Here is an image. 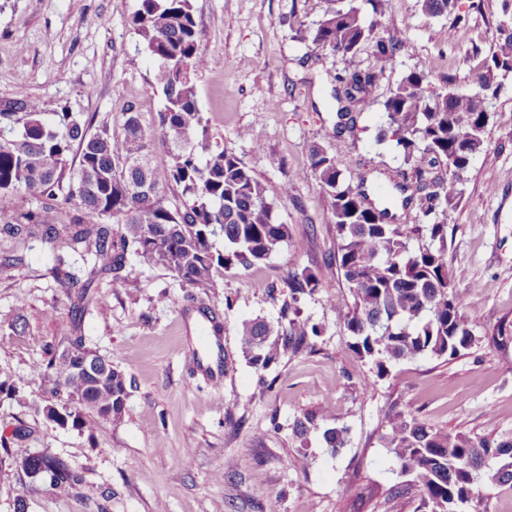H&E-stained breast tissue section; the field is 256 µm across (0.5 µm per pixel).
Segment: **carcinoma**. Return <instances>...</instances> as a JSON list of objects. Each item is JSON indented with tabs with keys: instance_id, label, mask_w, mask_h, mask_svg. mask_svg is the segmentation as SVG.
<instances>
[{
	"instance_id": "cac0c4a2",
	"label": "carcinoma",
	"mask_w": 512,
	"mask_h": 512,
	"mask_svg": "<svg viewBox=\"0 0 512 512\" xmlns=\"http://www.w3.org/2000/svg\"><path fill=\"white\" fill-rule=\"evenodd\" d=\"M386 0H348L331 7L311 28H299L316 48L343 56L371 48L374 64L336 77L341 104L334 138L353 128L355 113L377 99L380 78L393 67L401 45L375 33L368 14H383ZM458 0H421L428 16L455 14ZM130 25L144 51L155 61L154 89L164 98L156 128L148 132L140 113H123V132L112 135L102 124L67 110L55 123L41 118L39 104L25 95L0 110V125L23 122V131L0 134V223L10 236L40 232L59 238L73 251L90 257L88 280L112 273V287L124 286L128 254L174 271L182 281L200 288H218L224 271L265 262L291 238L279 222L267 188L234 156L213 148L203 121L193 75L207 66L199 47L192 0H140ZM512 72V27H499L496 49L476 77L477 94L497 96L498 76ZM427 75L405 73L381 102L385 115L378 142L390 141L404 163L411 165L416 185L404 205L421 222L393 223L385 208L370 202L366 177L353 187L337 165V155L315 146L310 173L332 204L336 230V268L353 297L345 315L351 352L368 359L379 377L403 359L455 358L476 342L462 312L459 293L450 291L447 256V211L460 194L458 185L473 157L484 150L490 112L476 111L474 98L428 89ZM23 117H18V114ZM79 151L75 169L68 168L72 148ZM169 161L151 163L156 148ZM184 198L180 208L166 204V190ZM425 241L416 251L409 239ZM224 241V249L215 240ZM318 275L308 267L288 271L284 286L295 304L318 288ZM316 324L298 315L274 326L262 319L239 328L242 353L249 364L266 369L320 335ZM67 390L72 428L83 430L86 418L112 409L119 419L129 397L126 373L112 369L100 386L74 375L73 360L55 349L47 362ZM321 431L324 447H343L345 429L319 428L317 417L295 420L293 433L307 440ZM397 474L418 487L424 512H476L477 485L485 481L512 489V440L441 433L412 416L390 421L385 436ZM49 488L69 492L83 477L64 460L44 456Z\"/></svg>"
}]
</instances>
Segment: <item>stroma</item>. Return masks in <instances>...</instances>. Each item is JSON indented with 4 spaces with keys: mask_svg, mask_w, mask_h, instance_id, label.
<instances>
[{
    "mask_svg": "<svg viewBox=\"0 0 512 512\" xmlns=\"http://www.w3.org/2000/svg\"><path fill=\"white\" fill-rule=\"evenodd\" d=\"M201 51L212 67L195 77L213 145L236 156L269 190L293 241L264 264L232 268L218 288L187 284L171 270L128 259L126 285L87 282L81 253L41 236L0 231V382L22 378L25 404L0 392V435L10 453L66 460L84 478L63 495L17 470L0 471V512L24 497L27 512H422L418 488L393 493L398 478L383 446L387 420L413 414L451 434L512 437V73L489 105L484 150L448 210V268L476 344L455 358L395 363L377 377L353 354L344 316L352 296L337 272L329 196L306 172L310 149L339 155L348 180L367 173L366 192L412 225L398 191L410 182L391 143H378L380 103L366 105L342 142L332 138L337 76L371 65L370 50L341 56L296 38L290 22L312 26L328 0H192ZM139 0H0V106L26 94L44 122L84 114L122 132L135 107L146 130L164 101L152 90L154 62L129 25ZM464 26L430 17L419 0H387L379 31L399 40L387 94L418 68L436 91L472 94L497 43L501 0H458ZM263 133L255 148L242 132ZM288 196H280L283 184ZM318 272L301 296L302 318L321 334L313 348L272 367L249 365L238 328L277 322L293 266ZM80 337L132 380L120 419L83 430L47 421V400L66 390L43 370L50 347ZM198 364L185 363L190 350ZM326 415L345 428L337 451L318 438L301 446L296 419ZM26 434L13 438L16 426ZM232 469H225V462Z\"/></svg>",
    "mask_w": 512,
    "mask_h": 512,
    "instance_id": "obj_1",
    "label": "stroma"
}]
</instances>
